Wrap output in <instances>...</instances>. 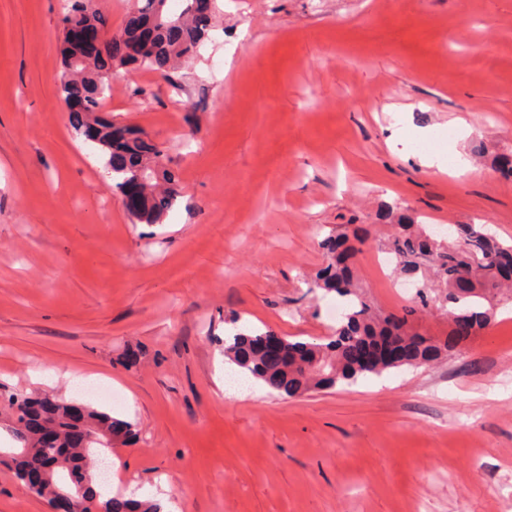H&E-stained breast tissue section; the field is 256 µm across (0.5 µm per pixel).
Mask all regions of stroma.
<instances>
[{
	"label": "stroma",
	"instance_id": "stroma-1",
	"mask_svg": "<svg viewBox=\"0 0 512 512\" xmlns=\"http://www.w3.org/2000/svg\"><path fill=\"white\" fill-rule=\"evenodd\" d=\"M62 7L0 0V512H49L8 459L16 394L131 422L112 482L168 512H512V302L429 365L292 399L224 387L234 329L332 335L315 229L370 225L357 273L383 313L415 290L377 264L382 207L512 244L490 168L512 148V0H217L174 78L112 72L108 116L179 175L160 224L133 223L70 124ZM435 150L475 175L426 173Z\"/></svg>",
	"mask_w": 512,
	"mask_h": 512
}]
</instances>
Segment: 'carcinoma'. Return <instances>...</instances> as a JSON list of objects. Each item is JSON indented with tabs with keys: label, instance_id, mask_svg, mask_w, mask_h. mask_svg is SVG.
I'll return each instance as SVG.
<instances>
[{
	"label": "carcinoma",
	"instance_id": "1",
	"mask_svg": "<svg viewBox=\"0 0 512 512\" xmlns=\"http://www.w3.org/2000/svg\"><path fill=\"white\" fill-rule=\"evenodd\" d=\"M206 0H181L174 12L171 0H137L125 27L114 34L107 17L92 6V0H71L61 19L62 71L58 90L64 100L82 98L86 108L70 115L75 129L94 143L105 158L107 177L120 191L141 182L142 193L127 206L137 224H160L177 200V179L165 163L164 147L137 133L100 118L103 100L110 94L107 73L118 66L139 64L172 78L180 62L197 54L208 37L214 9L203 10ZM92 24L102 30L105 55L85 60L71 44L65 30L71 25ZM388 223L381 250L392 257V270L413 280V305L400 314L376 312L361 289L353 259L366 243L363 230L330 234L321 241L326 265L316 277L315 287L343 299V312L327 342L293 341L271 331L238 332L224 339V359L248 378L270 389L295 396L312 389L353 385L368 375L405 365L429 364L448 348L477 336L495 321V298L512 285L506 271L512 268V246H505L487 233L482 224H453L451 243L420 224L407 211L388 206L380 213ZM439 311L448 318V338L438 341L423 335L415 315ZM279 350H268L270 341ZM389 344L396 346L394 358L372 360L365 352ZM43 399L16 395L10 399L16 425L12 439L20 444L16 475L32 465L49 463L52 471L37 497L52 503L61 492L78 499V512H163L160 503L130 500L120 495L105 497L92 485L94 472L105 463L103 455L123 441L132 424L84 406L85 444L70 441L69 415L72 405L54 401L46 423L61 439L60 446L45 442L36 419Z\"/></svg>",
	"mask_w": 512,
	"mask_h": 512
}]
</instances>
